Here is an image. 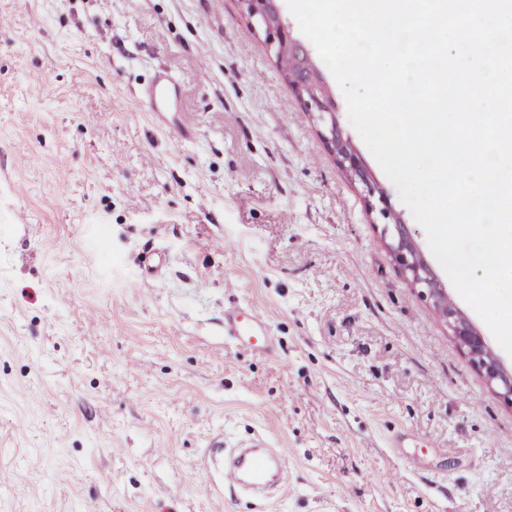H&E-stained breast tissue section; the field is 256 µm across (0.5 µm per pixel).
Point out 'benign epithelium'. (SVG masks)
Segmentation results:
<instances>
[{
    "mask_svg": "<svg viewBox=\"0 0 512 512\" xmlns=\"http://www.w3.org/2000/svg\"><path fill=\"white\" fill-rule=\"evenodd\" d=\"M242 12L249 23L264 31L266 41L275 52V61L288 56L290 67L285 79L299 98L305 112L329 114L331 124L320 133L337 164L358 180L366 192L368 210L383 220L382 233L389 239L387 247L406 273L411 284L433 301L439 317L446 323L451 336L479 369L497 394L512 401V372L506 370L494 356L483 336L448 297L447 289L435 277L404 224L393 210L387 194L373 181L369 171L345 140L336 123V104L329 93L321 72L315 67L309 50L293 37L281 12L280 0H240Z\"/></svg>",
    "mask_w": 512,
    "mask_h": 512,
    "instance_id": "7a95c632",
    "label": "benign epithelium"
}]
</instances>
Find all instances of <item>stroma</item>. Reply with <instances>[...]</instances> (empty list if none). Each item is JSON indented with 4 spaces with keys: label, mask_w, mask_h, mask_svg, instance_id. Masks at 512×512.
Instances as JSON below:
<instances>
[{
    "label": "stroma",
    "mask_w": 512,
    "mask_h": 512,
    "mask_svg": "<svg viewBox=\"0 0 512 512\" xmlns=\"http://www.w3.org/2000/svg\"><path fill=\"white\" fill-rule=\"evenodd\" d=\"M1 17L0 512H512V403L409 285L238 0ZM160 73L194 141L139 104ZM232 306L269 317L274 351L225 339ZM219 435L287 449L280 487L216 501Z\"/></svg>",
    "instance_id": "obj_1"
}]
</instances>
